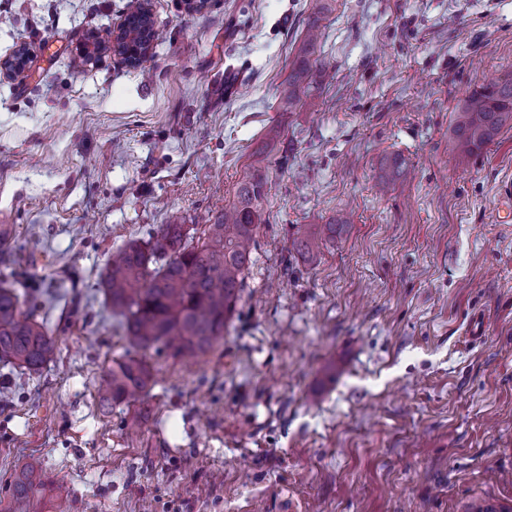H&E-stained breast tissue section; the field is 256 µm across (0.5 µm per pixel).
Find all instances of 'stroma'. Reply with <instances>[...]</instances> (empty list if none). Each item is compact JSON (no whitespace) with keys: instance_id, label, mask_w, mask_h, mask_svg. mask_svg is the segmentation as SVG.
Here are the masks:
<instances>
[{"instance_id":"stroma-1","label":"stroma","mask_w":512,"mask_h":512,"mask_svg":"<svg viewBox=\"0 0 512 512\" xmlns=\"http://www.w3.org/2000/svg\"><path fill=\"white\" fill-rule=\"evenodd\" d=\"M309 0H148L138 66L73 68L126 0H0V283L58 340L0 364V495L37 457L68 512L512 510V129L449 143L466 91L512 79V0H331L327 80L282 109ZM410 181L379 191L390 157ZM261 164L267 197L213 352L143 356L142 400L98 387L127 345L100 281L112 251L201 228ZM350 222L314 261L293 243ZM64 286L49 300L44 283Z\"/></svg>"}]
</instances>
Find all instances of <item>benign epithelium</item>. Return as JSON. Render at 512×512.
Returning a JSON list of instances; mask_svg holds the SVG:
<instances>
[{"label": "benign epithelium", "instance_id": "1", "mask_svg": "<svg viewBox=\"0 0 512 512\" xmlns=\"http://www.w3.org/2000/svg\"><path fill=\"white\" fill-rule=\"evenodd\" d=\"M153 32V16L145 10L136 24L131 25L124 21L113 29L108 41L101 40L97 35L90 36L80 49L79 57L87 63L101 53L113 52L122 56L129 64L136 65L148 53ZM30 56L29 49L21 47L12 56L0 60V75H12L23 71Z\"/></svg>", "mask_w": 512, "mask_h": 512}]
</instances>
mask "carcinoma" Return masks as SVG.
<instances>
[{"label": "carcinoma", "instance_id": "1", "mask_svg": "<svg viewBox=\"0 0 512 512\" xmlns=\"http://www.w3.org/2000/svg\"><path fill=\"white\" fill-rule=\"evenodd\" d=\"M315 34L302 42L288 78L284 107L300 101L325 76L314 55ZM512 124V79L489 82L466 93L453 113L452 144L470 155ZM267 195L261 167L240 183L236 200L191 236L183 224H163L147 242L131 240L113 251L102 278L106 306L118 320L128 348H158L172 357L207 354L224 340V330L251 264L250 243L257 234L259 207ZM311 259L317 248L310 233L294 240ZM57 348L56 338L38 320L36 306L9 286H0V359L38 372ZM152 382L141 357L113 362L101 401L107 405L139 399ZM42 462L32 457L13 476L0 497V512H31L45 490Z\"/></svg>", "mask_w": 512, "mask_h": 512}]
</instances>
